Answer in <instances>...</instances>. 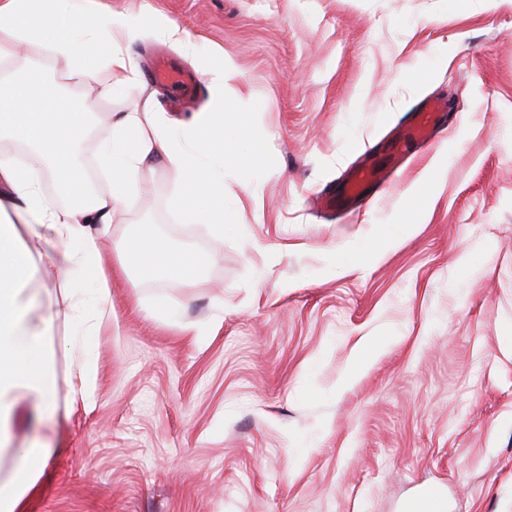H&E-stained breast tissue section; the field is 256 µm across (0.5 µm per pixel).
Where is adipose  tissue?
<instances>
[{"label": "adipose tissue", "mask_w": 512, "mask_h": 512, "mask_svg": "<svg viewBox=\"0 0 512 512\" xmlns=\"http://www.w3.org/2000/svg\"><path fill=\"white\" fill-rule=\"evenodd\" d=\"M85 2L0 0V60L13 59L22 45L34 43L102 93L135 92L143 79L129 48L145 29L184 46L193 43L192 34L167 16L147 23L138 15L115 17L108 11L99 15L88 44L71 43L63 34L82 28ZM90 123L89 113L77 111L70 99L41 81H0V132L24 144L29 156L21 164L0 152V459L11 462L0 476V512H23L55 453L49 446L12 445L22 400H35L50 415L57 409L55 351L48 343L55 319L26 291L36 260L66 276L100 262L101 243L108 239L121 270L195 282L210 264L207 255L173 245L151 230L112 237L114 212L126 207L138 175L152 162L173 174L178 209L214 231L224 229V192L218 187L228 159L223 99L186 129L182 144L157 113L125 112L112 118V133L98 143L95 154L110 184L101 195L93 193L77 160ZM45 180L59 186L65 207L42 193ZM22 226L40 242V256L20 242Z\"/></svg>", "instance_id": "ef3b65f1"}]
</instances>
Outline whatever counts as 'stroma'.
Returning <instances> with one entry per match:
<instances>
[{"label": "stroma", "instance_id": "stroma-1", "mask_svg": "<svg viewBox=\"0 0 512 512\" xmlns=\"http://www.w3.org/2000/svg\"><path fill=\"white\" fill-rule=\"evenodd\" d=\"M161 13L195 73L224 67L223 233L176 210L172 175L144 170L113 236L150 225L208 254L193 285L113 269L112 327L88 342L91 405L71 406L74 325L61 281L30 287L56 315L57 415L17 445L60 452L27 512H404L436 490L445 512H512V0H90ZM95 115L162 113L181 134L208 111L203 83L175 110L167 85L90 95L28 46L12 63ZM427 98L466 111L438 148L412 147L360 211H321L363 152L387 163L394 126ZM371 337L385 345L342 376Z\"/></svg>", "mask_w": 512, "mask_h": 512}]
</instances>
